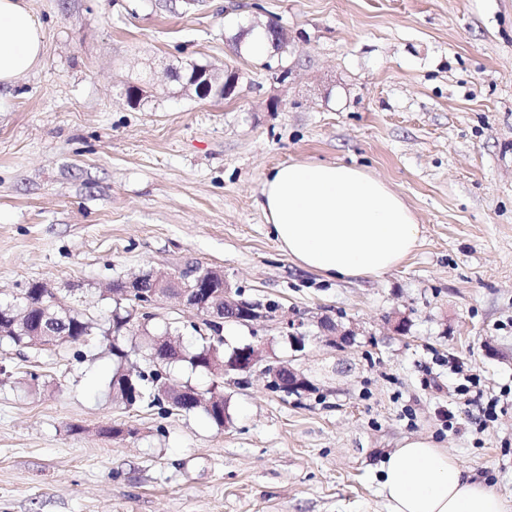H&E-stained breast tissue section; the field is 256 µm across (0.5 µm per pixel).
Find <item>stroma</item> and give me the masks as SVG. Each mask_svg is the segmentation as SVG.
<instances>
[{
	"label": "stroma",
	"mask_w": 512,
	"mask_h": 512,
	"mask_svg": "<svg viewBox=\"0 0 512 512\" xmlns=\"http://www.w3.org/2000/svg\"><path fill=\"white\" fill-rule=\"evenodd\" d=\"M30 5L44 58L0 88V300L44 281L103 325L113 283L218 267L276 314L225 323V349L264 346L312 388L252 373L225 385L219 427L113 398L101 335L2 343L0 512H384L379 464L417 435L512 499V0ZM254 19L282 26L286 51L240 53ZM191 62L236 71L234 95L179 94L173 74ZM306 162L361 167L399 194L421 229L408 259L329 281L288 258L258 201L270 171ZM154 312L196 344L199 318L176 298ZM325 321L350 340L329 343ZM470 376L498 401L483 425L460 393Z\"/></svg>",
	"instance_id": "obj_1"
}]
</instances>
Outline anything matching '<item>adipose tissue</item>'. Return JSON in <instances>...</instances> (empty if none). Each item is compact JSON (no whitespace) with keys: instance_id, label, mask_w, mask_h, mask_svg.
<instances>
[{"instance_id":"adipose-tissue-1","label":"adipose tissue","mask_w":512,"mask_h":512,"mask_svg":"<svg viewBox=\"0 0 512 512\" xmlns=\"http://www.w3.org/2000/svg\"><path fill=\"white\" fill-rule=\"evenodd\" d=\"M45 51L28 0H0V85L34 70ZM281 250L328 278L380 275L411 254L420 227L382 180L344 164H283L259 202ZM385 512H512L504 497L472 478L458 457L428 436L404 439L378 476Z\"/></svg>"}]
</instances>
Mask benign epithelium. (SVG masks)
Instances as JSON below:
<instances>
[{"mask_svg": "<svg viewBox=\"0 0 512 512\" xmlns=\"http://www.w3.org/2000/svg\"><path fill=\"white\" fill-rule=\"evenodd\" d=\"M182 92L201 99L224 98L237 87L238 75H224V71L207 64L192 62L184 69ZM40 292L45 303L41 306L43 332L32 337L31 345L44 347L57 336L55 327L66 324L69 311L59 305L55 289L47 282H40ZM176 296L184 307L201 318L211 337L220 340L224 323H249L267 317L257 303L234 297L231 286L224 282V273L217 268H202L186 264L172 271L143 273L124 282L122 297L131 301L132 314L150 311L167 295ZM260 370L269 379L287 389L300 393L310 387V382L300 370L286 362L269 360L260 345L250 344L232 352L224 359V365L211 368L219 376L251 373Z\"/></svg>", "mask_w": 512, "mask_h": 512, "instance_id": "benign-epithelium-1", "label": "benign epithelium"}]
</instances>
